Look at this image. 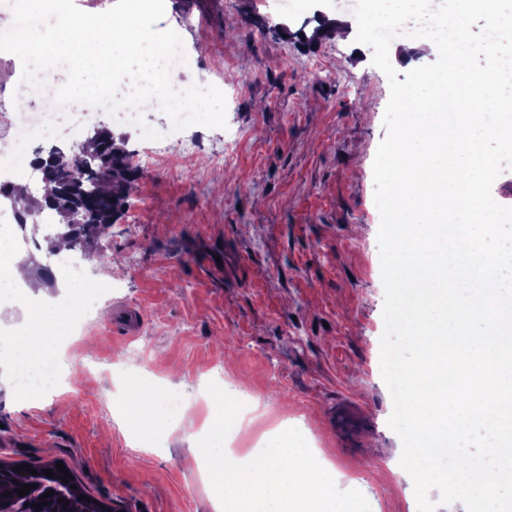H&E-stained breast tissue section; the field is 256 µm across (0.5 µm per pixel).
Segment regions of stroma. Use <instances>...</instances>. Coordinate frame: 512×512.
I'll list each match as a JSON object with an SVG mask.
<instances>
[{
	"label": "stroma",
	"mask_w": 512,
	"mask_h": 512,
	"mask_svg": "<svg viewBox=\"0 0 512 512\" xmlns=\"http://www.w3.org/2000/svg\"><path fill=\"white\" fill-rule=\"evenodd\" d=\"M295 5L166 0L159 26L182 30L194 84L220 69L223 90L187 120L145 107L126 124L102 110L37 139L67 152L103 126L129 154L165 156L141 166L112 226L82 248L89 313L61 339L63 383L20 401L14 364L0 359V459L63 462L117 512H217L194 448L216 415L215 381L248 401L232 427L247 451L287 421L371 512H418L380 369L373 162L389 82L371 48L355 50L346 0ZM228 127L238 139L219 167ZM122 309L139 314L134 335L116 321ZM109 359L182 399L157 409L165 428L145 447L113 406L123 380L100 370Z\"/></svg>",
	"instance_id": "1"
}]
</instances>
